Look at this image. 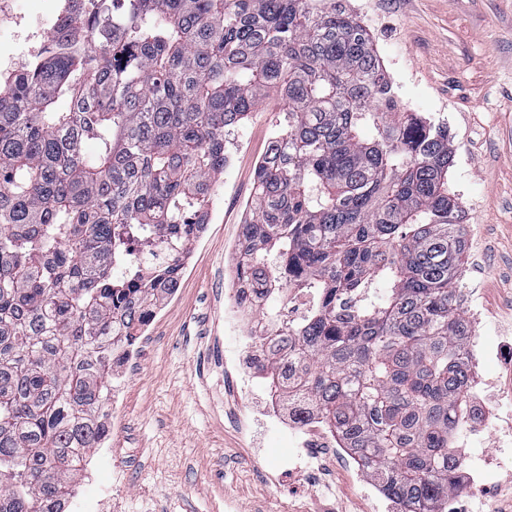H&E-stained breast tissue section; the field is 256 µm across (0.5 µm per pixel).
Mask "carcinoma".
<instances>
[{
  "label": "carcinoma",
  "mask_w": 512,
  "mask_h": 512,
  "mask_svg": "<svg viewBox=\"0 0 512 512\" xmlns=\"http://www.w3.org/2000/svg\"><path fill=\"white\" fill-rule=\"evenodd\" d=\"M345 2L63 0L0 72V512H64L112 357L174 291L225 137L272 91L237 264L312 305L259 373L402 512H437L472 384L453 140L398 101Z\"/></svg>",
  "instance_id": "cac0c4a2"
}]
</instances>
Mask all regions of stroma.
Listing matches in <instances>:
<instances>
[{
  "mask_svg": "<svg viewBox=\"0 0 512 512\" xmlns=\"http://www.w3.org/2000/svg\"><path fill=\"white\" fill-rule=\"evenodd\" d=\"M11 0L19 26L0 22V44L29 59L40 43L39 19L61 0ZM367 27L404 105L454 136L448 188L470 216L461 287H476L480 321L473 331L512 342V0H348ZM282 118L270 98L228 138V164L214 185L224 212L191 246L179 284L158 306L137 364L124 374V398L111 440L112 480L125 512H310L321 495L337 512H401L372 501L341 469L311 479L313 460L281 474L280 441L263 424L266 379L251 389L231 384L222 330L232 287L233 248L245 210L237 198L254 189L255 170ZM486 404L499 426L512 425V362L486 369ZM475 512H512V474L488 471L470 487Z\"/></svg>",
  "mask_w": 512,
  "mask_h": 512,
  "instance_id": "1",
  "label": "stroma"
}]
</instances>
